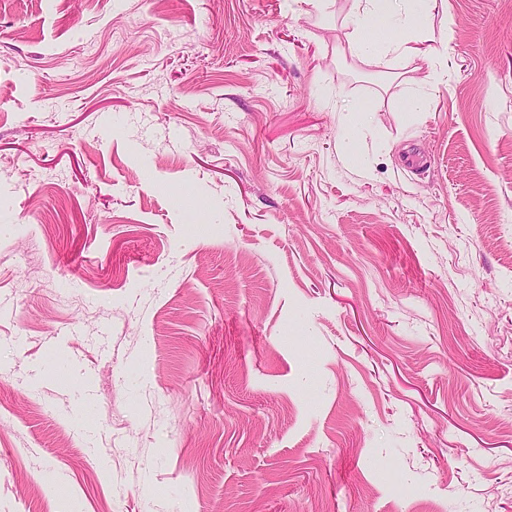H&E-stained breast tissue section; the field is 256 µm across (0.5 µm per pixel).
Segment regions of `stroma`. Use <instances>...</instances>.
I'll use <instances>...</instances> for the list:
<instances>
[{
    "mask_svg": "<svg viewBox=\"0 0 512 512\" xmlns=\"http://www.w3.org/2000/svg\"><path fill=\"white\" fill-rule=\"evenodd\" d=\"M351 6L0 0V512H512V0ZM355 19L364 22L362 30H369V35L360 36L355 31L346 34L345 45L339 44L341 54L365 56L371 54L385 57L390 53L402 56H418L423 52L417 46L410 45L412 40L393 38L394 15L399 8L398 0H353Z\"/></svg>",
    "mask_w": 512,
    "mask_h": 512,
    "instance_id": "stroma-1",
    "label": "stroma"
}]
</instances>
